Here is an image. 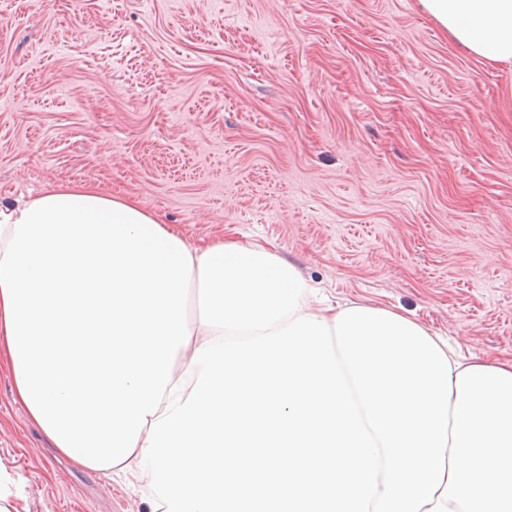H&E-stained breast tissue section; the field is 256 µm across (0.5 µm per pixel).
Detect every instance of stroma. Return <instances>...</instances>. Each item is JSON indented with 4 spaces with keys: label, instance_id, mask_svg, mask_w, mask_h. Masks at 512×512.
<instances>
[{
    "label": "stroma",
    "instance_id": "obj_1",
    "mask_svg": "<svg viewBox=\"0 0 512 512\" xmlns=\"http://www.w3.org/2000/svg\"><path fill=\"white\" fill-rule=\"evenodd\" d=\"M68 182L512 359V66L419 0H0V201ZM0 467L28 512H146L52 450L1 360Z\"/></svg>",
    "mask_w": 512,
    "mask_h": 512
}]
</instances>
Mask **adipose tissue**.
Instances as JSON below:
<instances>
[{"instance_id":"ef3b65f1","label":"adipose tissue","mask_w":512,"mask_h":512,"mask_svg":"<svg viewBox=\"0 0 512 512\" xmlns=\"http://www.w3.org/2000/svg\"><path fill=\"white\" fill-rule=\"evenodd\" d=\"M470 52L512 65V0H420ZM194 245L135 198L60 183L0 203V347L14 398L53 448L104 474L139 469L151 422L219 330L188 311ZM452 367L445 474L420 512H512V361Z\"/></svg>"}]
</instances>
